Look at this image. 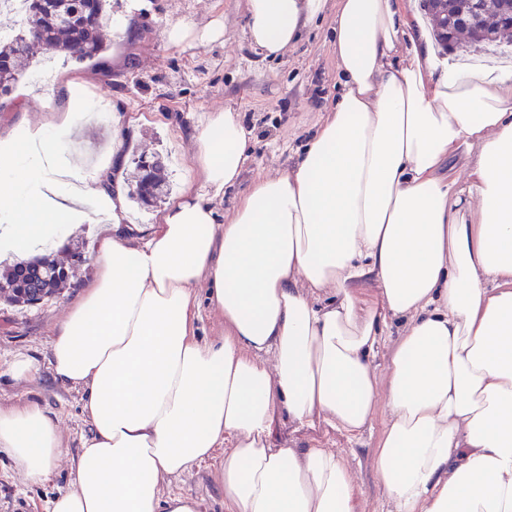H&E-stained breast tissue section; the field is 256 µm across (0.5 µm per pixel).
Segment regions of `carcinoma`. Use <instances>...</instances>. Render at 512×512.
Listing matches in <instances>:
<instances>
[{"label": "carcinoma", "instance_id": "obj_1", "mask_svg": "<svg viewBox=\"0 0 512 512\" xmlns=\"http://www.w3.org/2000/svg\"><path fill=\"white\" fill-rule=\"evenodd\" d=\"M437 26V36L445 45L464 35L479 45L500 41L512 29L504 16L512 0H424ZM479 4L476 21L457 25L454 17L467 15ZM106 0H31L23 31L11 39H0V96L7 95L25 75L26 65L42 52L62 54L74 61L92 59L107 49L101 31L105 23ZM134 194L144 204L160 196L162 179L159 164L139 157ZM70 267L48 258L15 264L0 276V298L20 306H35L52 296L69 277Z\"/></svg>", "mask_w": 512, "mask_h": 512}]
</instances>
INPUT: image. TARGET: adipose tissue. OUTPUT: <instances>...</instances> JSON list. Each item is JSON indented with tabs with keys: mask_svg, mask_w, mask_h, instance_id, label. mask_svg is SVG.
<instances>
[{
	"mask_svg": "<svg viewBox=\"0 0 512 512\" xmlns=\"http://www.w3.org/2000/svg\"><path fill=\"white\" fill-rule=\"evenodd\" d=\"M331 6L342 90L296 164L254 181L228 218L212 195L238 183L248 144L231 110L198 131L199 183L141 245L117 229L108 162L80 165L45 125L0 140L1 256L58 250L88 200L114 225L45 360L8 368L84 392L90 433L50 512H202L164 487L210 460L224 512H358L342 458L271 437L285 418L355 439L381 403L390 512H512V74L448 69L417 0H245L249 38L282 55ZM463 145L461 183L444 166ZM201 288L224 321L211 341ZM1 450L41 484L64 441L27 403L0 407ZM198 301L200 303V319L197 323V332L203 340L218 338L224 331L223 321L206 304V289L198 290ZM399 331L400 328L397 327V325H392L390 328H386L382 334L384 336H381V341L374 359L380 379H383L387 372L391 351L395 341L397 340Z\"/></svg>",
	"mask_w": 512,
	"mask_h": 512,
	"instance_id": "adipose-tissue-1",
	"label": "adipose tissue"
}]
</instances>
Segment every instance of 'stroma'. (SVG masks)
I'll list each match as a JSON object with an SVG mask.
<instances>
[{"instance_id":"35a3bbf8","label":"stroma","mask_w":512,"mask_h":512,"mask_svg":"<svg viewBox=\"0 0 512 512\" xmlns=\"http://www.w3.org/2000/svg\"><path fill=\"white\" fill-rule=\"evenodd\" d=\"M127 2H110L112 18L126 19L127 28L108 32L103 59L76 63L57 58L50 86H42L30 72L0 98V138L29 122L60 124L66 110L62 77L78 78L95 97L111 101L127 131L123 150L112 161L113 176L131 190L133 158L158 153L165 159L160 200L150 206L128 201L124 227L140 242L174 197L195 182V135L211 113L233 110L252 132L239 184L214 200L228 215L249 183L293 164L307 133L322 124L335 102L340 74L333 52L334 13L317 19L288 53L272 58L249 39L244 0H148L147 13L132 16L126 13ZM178 21L185 35L173 43L167 33ZM112 129L108 120L80 123L71 134L74 151L85 161H97L112 144ZM103 229V223L90 219L70 235L69 249H82L84 260L73 266L54 299L27 308L0 301V405L38 403L72 452L88 430L82 391L62 387L46 372L18 382L8 367L20 354L43 356L57 324L94 277ZM385 416V407H378L370 427L355 440L322 422L296 431L282 421L276 441L298 448L315 445L342 456L360 491L359 512H389L373 459ZM52 471L50 482L28 484L0 452V512H48L50 499L70 482L67 458L55 460ZM169 489L201 500L205 512H224L209 464L172 479Z\"/></svg>"}]
</instances>
